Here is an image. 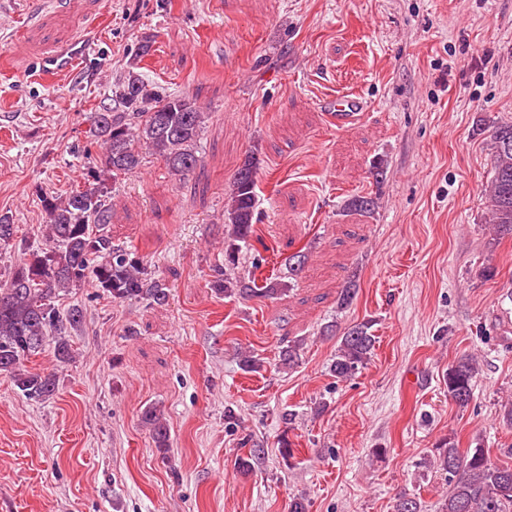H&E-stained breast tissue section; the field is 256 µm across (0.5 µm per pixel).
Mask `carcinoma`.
Masks as SVG:
<instances>
[{"label":"carcinoma","mask_w":512,"mask_h":512,"mask_svg":"<svg viewBox=\"0 0 512 512\" xmlns=\"http://www.w3.org/2000/svg\"><path fill=\"white\" fill-rule=\"evenodd\" d=\"M204 118L194 100L152 85L134 70L115 85L110 103L90 113L88 144L74 150L81 159L83 181L63 196H41L47 245L25 251L8 279L0 281V373L9 375L25 397L44 401L56 393L55 373L24 369L25 361L45 350L48 337H53L58 362L72 358L65 329L82 322L83 310L74 306L61 317L55 305L60 293L90 283L118 302L147 300L163 305L168 300L167 287L149 275L140 257L112 243L110 191L104 175L116 180L137 173L143 163L142 144L173 175L188 174L199 162ZM492 149V177L486 187L488 224L500 238L512 234V122L494 126ZM258 169L257 158L249 155L235 171L225 215L230 233L224 239V267L213 283L217 292L242 300L269 299L288 287L283 281L259 285L258 263L246 277L233 273L242 248L253 240L263 243L255 230ZM374 205L373 198L356 195L346 201L345 209L368 214ZM307 260L301 250L289 255L288 277L298 276ZM375 344L371 322L349 327L340 337L331 373L342 379L355 375L372 356ZM301 349L298 340L281 347L279 365H297ZM478 371L470 354L448 367L444 383L457 405L465 407L472 399ZM142 422L150 428L157 448L167 449L168 427L160 408L147 406ZM263 454L262 448L250 449L249 456L238 458L237 471L249 474ZM433 465L448 484L439 512H512V462L491 461L479 443L462 451L448 439L436 448Z\"/></svg>","instance_id":"obj_1"}]
</instances>
